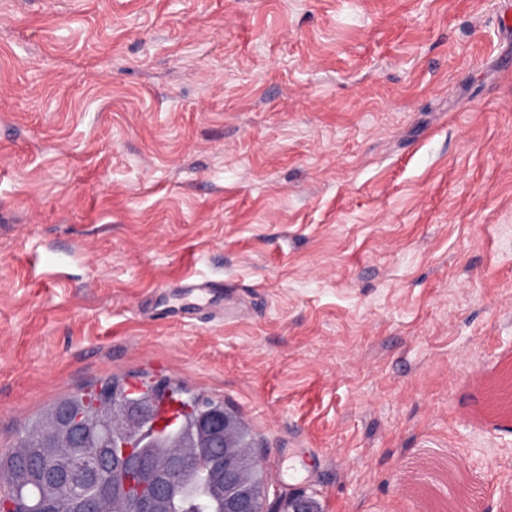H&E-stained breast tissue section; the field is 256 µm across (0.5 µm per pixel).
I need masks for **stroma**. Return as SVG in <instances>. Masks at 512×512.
I'll use <instances>...</instances> for the list:
<instances>
[{
	"label": "stroma",
	"mask_w": 512,
	"mask_h": 512,
	"mask_svg": "<svg viewBox=\"0 0 512 512\" xmlns=\"http://www.w3.org/2000/svg\"><path fill=\"white\" fill-rule=\"evenodd\" d=\"M508 362L512 0H0V449L150 374L272 494L512 512Z\"/></svg>",
	"instance_id": "stroma-1"
}]
</instances>
